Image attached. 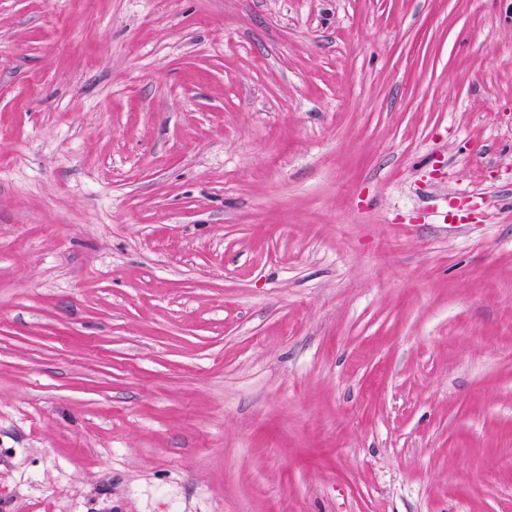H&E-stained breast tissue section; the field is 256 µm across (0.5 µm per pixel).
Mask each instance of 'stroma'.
I'll return each instance as SVG.
<instances>
[{
    "label": "stroma",
    "mask_w": 512,
    "mask_h": 512,
    "mask_svg": "<svg viewBox=\"0 0 512 512\" xmlns=\"http://www.w3.org/2000/svg\"><path fill=\"white\" fill-rule=\"evenodd\" d=\"M0 512H512V0H0Z\"/></svg>",
    "instance_id": "1"
}]
</instances>
